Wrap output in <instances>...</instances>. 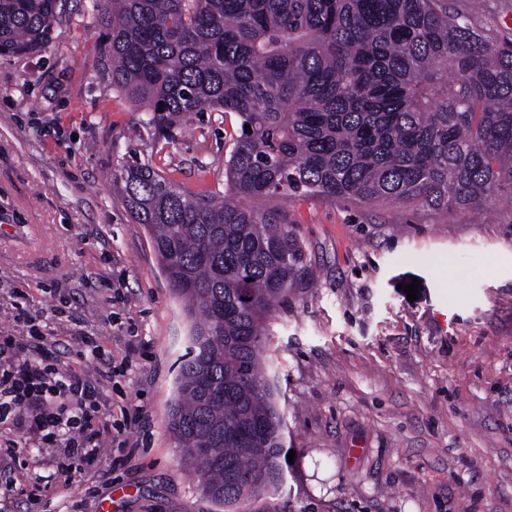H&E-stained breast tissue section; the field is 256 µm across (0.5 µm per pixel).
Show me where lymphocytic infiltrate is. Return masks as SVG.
<instances>
[{"instance_id": "lymphocytic-infiltrate-1", "label": "lymphocytic infiltrate", "mask_w": 512, "mask_h": 512, "mask_svg": "<svg viewBox=\"0 0 512 512\" xmlns=\"http://www.w3.org/2000/svg\"><path fill=\"white\" fill-rule=\"evenodd\" d=\"M11 353L16 367L0 373V424L26 434L47 428L62 432L81 466L99 461L94 442L99 407L86 379L61 364L38 336H0V354Z\"/></svg>"}]
</instances>
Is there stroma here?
I'll use <instances>...</instances> for the list:
<instances>
[{
	"label": "stroma",
	"mask_w": 512,
	"mask_h": 512,
	"mask_svg": "<svg viewBox=\"0 0 512 512\" xmlns=\"http://www.w3.org/2000/svg\"><path fill=\"white\" fill-rule=\"evenodd\" d=\"M512 43V0H448ZM52 40L0 56V336L46 347L98 388L112 426L94 469L63 444L0 425V485L40 499L0 512H219L181 465L168 408L190 321L115 177L150 164L223 195L238 119L207 112L168 137L102 77L95 0H64ZM279 213L305 276L269 322L271 375L296 459L251 512H512V202L487 210L322 197L251 201ZM418 279L416 301L399 291Z\"/></svg>",
	"instance_id": "stroma-1"
}]
</instances>
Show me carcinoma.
I'll return each mask as SVG.
<instances>
[{
	"mask_svg": "<svg viewBox=\"0 0 512 512\" xmlns=\"http://www.w3.org/2000/svg\"><path fill=\"white\" fill-rule=\"evenodd\" d=\"M96 8L107 77L146 113V129L163 136L204 112L239 120L222 198H195L146 163L120 176L191 319L168 430L203 494L237 510L286 480L266 320L305 270L289 224L245 201L320 196L467 211L512 196V44L441 0ZM61 19V0H0V55L35 53Z\"/></svg>",
	"mask_w": 512,
	"mask_h": 512,
	"instance_id": "obj_1",
	"label": "carcinoma"
}]
</instances>
